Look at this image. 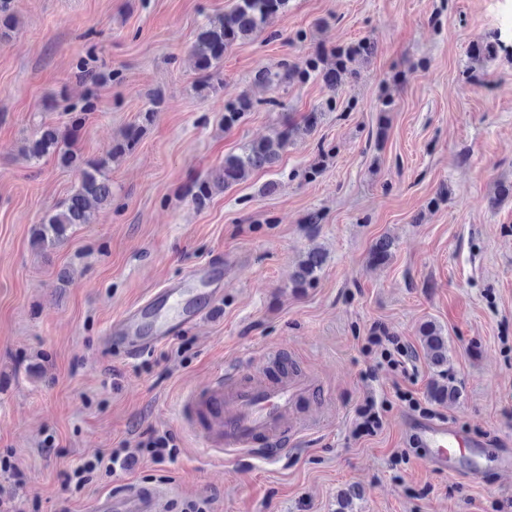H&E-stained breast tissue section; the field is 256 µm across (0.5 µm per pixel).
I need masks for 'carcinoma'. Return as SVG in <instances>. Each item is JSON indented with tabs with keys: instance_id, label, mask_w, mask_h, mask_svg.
<instances>
[{
	"instance_id": "obj_1",
	"label": "carcinoma",
	"mask_w": 512,
	"mask_h": 512,
	"mask_svg": "<svg viewBox=\"0 0 512 512\" xmlns=\"http://www.w3.org/2000/svg\"><path fill=\"white\" fill-rule=\"evenodd\" d=\"M287 6L288 0H237L231 11L209 21L190 47L195 69L202 73L201 90L209 94L223 90L224 81L219 69L224 60V52L236 42L264 32L269 20ZM375 50V41L363 38L330 51L316 48L299 61L286 63L277 71L259 70L256 81L261 84L271 87L286 84L295 77L303 82L316 79L324 83L330 96L322 108L306 113L299 121L290 119L275 129L272 135L244 146L237 154L226 156L220 181H196L190 189L192 199L202 203L212 197L214 189L220 186L227 188L245 179L253 171L273 167L294 137L313 131L320 122L322 112L337 109L336 93L357 78L355 64L372 56ZM253 108L254 102L246 94L225 103L224 127H234ZM72 132L71 127L63 129L52 124H41L35 138L23 149L25 159L55 154L63 166L76 165L78 155L69 146ZM104 168L102 163H86L80 168L78 187L64 205L47 214L38 228L34 238L37 246L47 248L62 243L74 227L90 223L94 209L110 204L112 182L104 173ZM323 264L321 251H308L295 269L292 287H311L317 281ZM421 336L431 365L439 373L448 374V337L443 334L442 328L434 323L427 324L421 328Z\"/></svg>"
}]
</instances>
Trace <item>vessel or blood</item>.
<instances>
[{
  "instance_id": "1",
  "label": "vessel or blood",
  "mask_w": 512,
  "mask_h": 512,
  "mask_svg": "<svg viewBox=\"0 0 512 512\" xmlns=\"http://www.w3.org/2000/svg\"><path fill=\"white\" fill-rule=\"evenodd\" d=\"M191 275L213 281V288L201 293L179 279L153 289L146 300L113 320L106 346L125 357L143 356L210 317L224 285L207 265L194 268ZM314 395L315 389L306 379L284 375L258 384L231 371L191 392L184 401L183 414L204 448L241 457L262 444L267 460L272 461L299 434L292 423L297 401ZM405 425L419 447L431 449L429 465L437 471H447L453 451L464 452L478 445L476 439L445 420L410 418ZM165 496V489L158 486H133L120 495L98 497L92 512H161Z\"/></svg>"
}]
</instances>
